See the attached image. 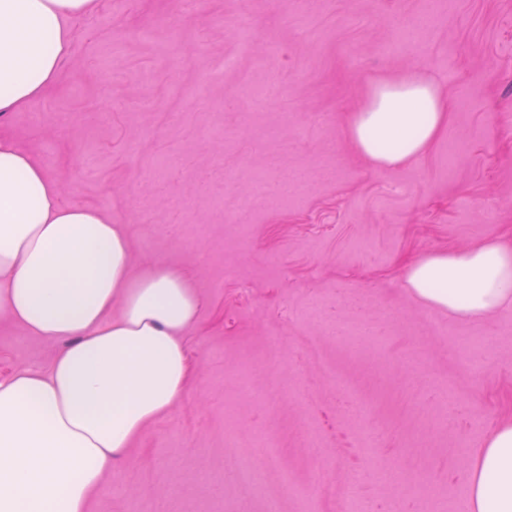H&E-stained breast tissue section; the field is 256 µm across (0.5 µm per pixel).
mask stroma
<instances>
[{
  "label": "stroma",
  "instance_id": "35a3bbf8",
  "mask_svg": "<svg viewBox=\"0 0 512 512\" xmlns=\"http://www.w3.org/2000/svg\"><path fill=\"white\" fill-rule=\"evenodd\" d=\"M426 6L104 0L57 84L0 116L63 202L119 224L134 270L184 271L202 302L181 334L190 381L88 512H267L284 472L309 499L278 494V512H462L469 455L512 415V308L461 319L402 282L422 254L512 243V0H436L398 45ZM413 72L441 79L448 124L418 158L373 165L349 121L371 77ZM359 324L379 341L351 338ZM61 347L0 316V379ZM270 450L253 489L239 466Z\"/></svg>",
  "mask_w": 512,
  "mask_h": 512
}]
</instances>
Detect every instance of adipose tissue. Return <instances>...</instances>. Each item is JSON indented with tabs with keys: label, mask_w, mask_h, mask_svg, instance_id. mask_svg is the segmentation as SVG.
<instances>
[{
	"label": "adipose tissue",
	"mask_w": 512,
	"mask_h": 512,
	"mask_svg": "<svg viewBox=\"0 0 512 512\" xmlns=\"http://www.w3.org/2000/svg\"><path fill=\"white\" fill-rule=\"evenodd\" d=\"M98 0H0V112L55 84L72 26ZM448 121L440 81L369 82L347 134L371 163L425 153ZM404 287L461 318L512 307V245L425 254ZM201 301L188 276L136 272L131 244L97 209L67 205L41 157L0 138V315L65 341L47 371L0 380V512H87L112 462L167 412L191 365L181 332ZM467 512H512V416L471 458Z\"/></svg>",
	"instance_id": "ef3b65f1"
}]
</instances>
